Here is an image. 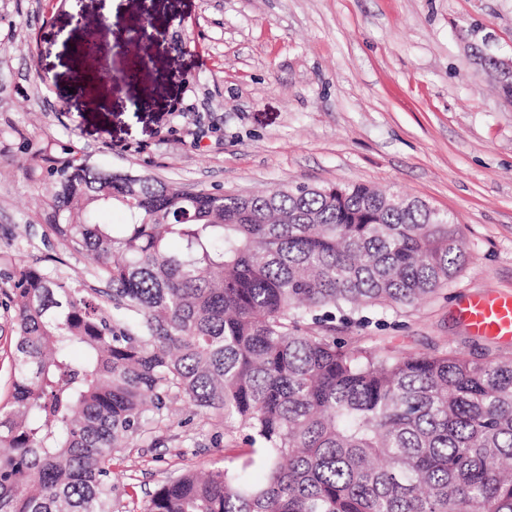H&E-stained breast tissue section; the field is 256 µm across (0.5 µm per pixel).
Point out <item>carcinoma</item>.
<instances>
[{
	"label": "carcinoma",
	"mask_w": 512,
	"mask_h": 512,
	"mask_svg": "<svg viewBox=\"0 0 512 512\" xmlns=\"http://www.w3.org/2000/svg\"><path fill=\"white\" fill-rule=\"evenodd\" d=\"M50 174L49 229L108 290L13 265L0 512H114V451L174 396L246 433L265 481L189 472L143 512H512V357L336 335L448 287L468 259L448 213L360 183L193 192L75 156ZM114 207L119 229L98 222Z\"/></svg>",
	"instance_id": "1"
}]
</instances>
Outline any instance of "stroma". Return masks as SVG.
Returning <instances> with one entry per match:
<instances>
[{"instance_id":"35a3bbf8","label":"stroma","mask_w":512,"mask_h":512,"mask_svg":"<svg viewBox=\"0 0 512 512\" xmlns=\"http://www.w3.org/2000/svg\"><path fill=\"white\" fill-rule=\"evenodd\" d=\"M146 67L79 93L85 44L142 24ZM512 57V0H116L112 27L59 0H0V274L17 256L98 287L48 234L47 161L205 192L364 183L451 214L468 260L438 297L365 328L372 344L469 355L464 294H512V98L473 49ZM112 461L117 512L182 473L240 467L244 433L174 400Z\"/></svg>"}]
</instances>
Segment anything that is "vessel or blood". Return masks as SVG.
I'll use <instances>...</instances> for the list:
<instances>
[{"label": "vessel or blood", "instance_id": "b4317fda", "mask_svg": "<svg viewBox=\"0 0 512 512\" xmlns=\"http://www.w3.org/2000/svg\"><path fill=\"white\" fill-rule=\"evenodd\" d=\"M457 312L471 332L512 341V294L471 293L458 301Z\"/></svg>", "mask_w": 512, "mask_h": 512}]
</instances>
